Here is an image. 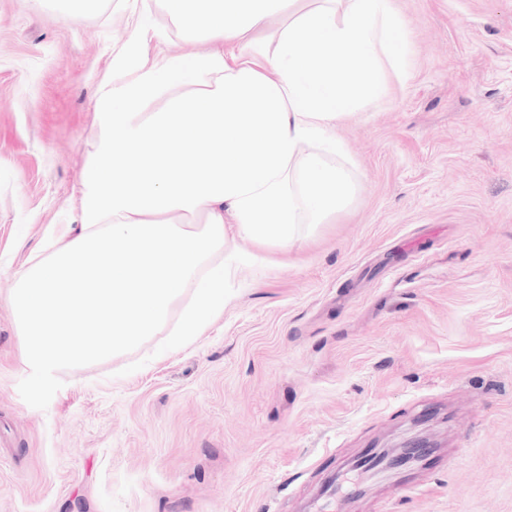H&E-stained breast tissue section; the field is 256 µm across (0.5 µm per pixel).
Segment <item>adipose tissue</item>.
Listing matches in <instances>:
<instances>
[{"label": "adipose tissue", "mask_w": 512, "mask_h": 512, "mask_svg": "<svg viewBox=\"0 0 512 512\" xmlns=\"http://www.w3.org/2000/svg\"><path fill=\"white\" fill-rule=\"evenodd\" d=\"M159 3L174 31L143 28L95 97L77 231L47 232L8 297L40 388L148 336L184 346L223 314L237 264L346 209L355 184L331 130L381 96V62L404 66L390 0ZM174 33L212 48L149 59ZM238 238L254 251L228 250Z\"/></svg>", "instance_id": "ef3b65f1"}]
</instances>
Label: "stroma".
<instances>
[{
    "label": "stroma",
    "mask_w": 512,
    "mask_h": 512,
    "mask_svg": "<svg viewBox=\"0 0 512 512\" xmlns=\"http://www.w3.org/2000/svg\"><path fill=\"white\" fill-rule=\"evenodd\" d=\"M406 67L335 128L351 206L237 265L185 346L36 388L8 294L73 223L94 100L155 0H0V512H512V0H391ZM416 432L398 482L354 466Z\"/></svg>",
    "instance_id": "stroma-1"
}]
</instances>
